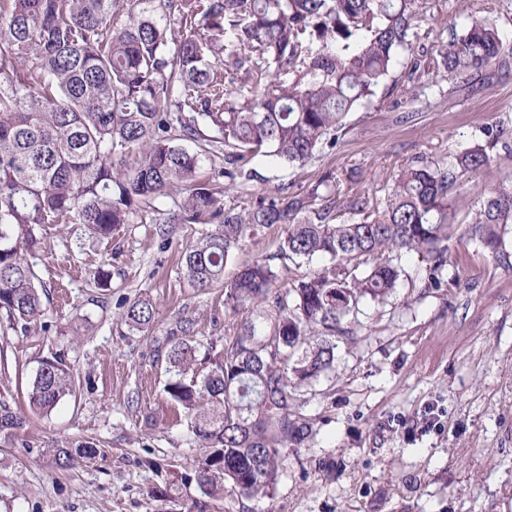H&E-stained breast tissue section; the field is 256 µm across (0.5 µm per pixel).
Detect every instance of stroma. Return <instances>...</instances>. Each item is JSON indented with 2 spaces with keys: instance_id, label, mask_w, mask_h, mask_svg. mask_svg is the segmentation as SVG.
Listing matches in <instances>:
<instances>
[{
  "instance_id": "1",
  "label": "stroma",
  "mask_w": 512,
  "mask_h": 512,
  "mask_svg": "<svg viewBox=\"0 0 512 512\" xmlns=\"http://www.w3.org/2000/svg\"><path fill=\"white\" fill-rule=\"evenodd\" d=\"M493 3L423 0L422 10L433 39L445 41L452 18L482 16ZM407 74L397 67L371 106L350 113L336 146L305 166L254 158L255 178L228 193L222 157H206L202 172L239 211L304 194L329 172L342 191L380 200L412 161H448L481 126L512 120V71L484 70L470 95L428 90L414 100ZM174 209L158 199L109 241L82 239L75 224L45 228L30 258L45 313L0 328V412L27 418L0 432V512H512V265L464 239L450 244L456 285L425 288V261L403 258L388 303L367 304L338 339L335 376L307 395L314 437L290 451L273 498L204 495L195 480L203 451L163 391L158 349L184 322L190 339L223 343L237 317L223 289L188 286L182 255L203 227L166 223ZM138 298L157 309L145 333L121 319ZM52 357L70 366L76 391L40 417L27 388ZM53 447L97 454L61 470Z\"/></svg>"
}]
</instances>
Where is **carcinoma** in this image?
<instances>
[{"mask_svg":"<svg viewBox=\"0 0 512 512\" xmlns=\"http://www.w3.org/2000/svg\"><path fill=\"white\" fill-rule=\"evenodd\" d=\"M0 0V313L27 324L44 314L33 264L49 224L82 226L109 240L134 223L141 204L180 197L167 224H213L182 257L188 284L224 288V306L241 315L216 349L168 337L164 392L186 410L196 469L208 496L271 498L288 451L306 444L313 422L305 389L335 372L336 334L359 322L367 303L384 304L403 275L395 263L427 261L425 287L456 282L449 242L460 213L467 241L509 262L512 180L484 189L491 152L512 151V128L483 130L485 142L447 163L417 160L394 176L384 201L358 197L336 221L340 184L328 174L301 197L272 196L246 212L225 208L199 179L202 157L224 154L235 189L250 177L240 162L273 156L302 167L333 147L348 114L365 106L402 63L418 88H457L475 73L509 65L496 20L453 21L450 39L414 57L427 38L419 0ZM126 20H121V17ZM236 75L237 85L226 84ZM203 140L196 152L180 141ZM286 225L274 258L239 267L224 280L235 250L258 231ZM318 265L289 287L290 266ZM148 299L121 319L139 332L155 322ZM209 370L192 373L198 355ZM60 358L41 361L28 405L50 413L73 393ZM66 468L93 448H49Z\"/></svg>","mask_w":512,"mask_h":512,"instance_id":"cac0c4a2","label":"carcinoma"}]
</instances>
